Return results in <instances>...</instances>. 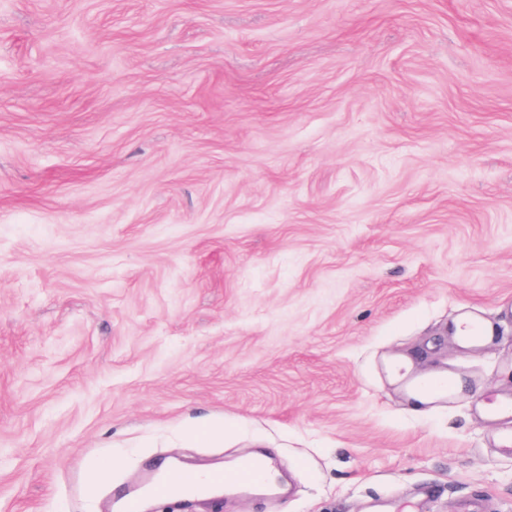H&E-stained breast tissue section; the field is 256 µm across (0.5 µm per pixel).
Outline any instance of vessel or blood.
<instances>
[{
  "label": "vessel or blood",
  "instance_id": "obj_1",
  "mask_svg": "<svg viewBox=\"0 0 512 512\" xmlns=\"http://www.w3.org/2000/svg\"><path fill=\"white\" fill-rule=\"evenodd\" d=\"M416 388L439 402L452 399L456 392V385L450 379L420 382L417 383ZM272 469V461L268 456L244 455L237 458L230 466L207 472L201 478L190 473L175 474L160 470L149 474L142 487L123 491L122 510L123 512H140V496L145 491L160 498L174 495L183 489L191 490L196 495L224 489L277 496L281 493V487L271 480Z\"/></svg>",
  "mask_w": 512,
  "mask_h": 512
}]
</instances>
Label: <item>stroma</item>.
<instances>
[{
	"label": "stroma",
	"instance_id": "obj_1",
	"mask_svg": "<svg viewBox=\"0 0 512 512\" xmlns=\"http://www.w3.org/2000/svg\"><path fill=\"white\" fill-rule=\"evenodd\" d=\"M503 395L512 0H0V512L259 448L192 512H512ZM415 388L420 392H411L409 405L416 413H423L429 398L422 392L427 393L431 399L439 402L448 401L455 396L456 385L451 378L439 379L428 382H418ZM422 391V392H421Z\"/></svg>",
	"mask_w": 512,
	"mask_h": 512
}]
</instances>
